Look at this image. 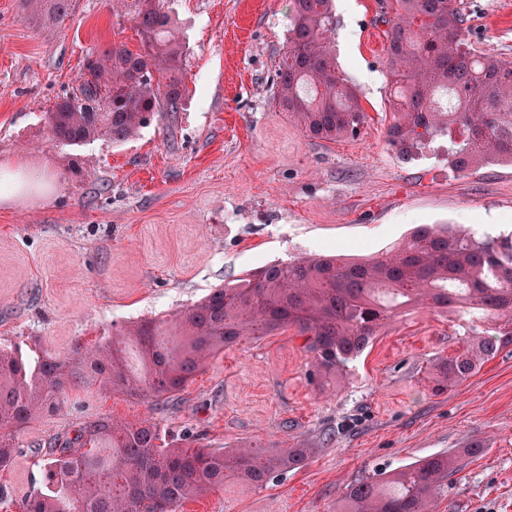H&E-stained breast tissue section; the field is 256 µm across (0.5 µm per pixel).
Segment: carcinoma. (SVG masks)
Returning <instances> with one entry per match:
<instances>
[{
    "label": "carcinoma",
    "instance_id": "obj_1",
    "mask_svg": "<svg viewBox=\"0 0 512 512\" xmlns=\"http://www.w3.org/2000/svg\"><path fill=\"white\" fill-rule=\"evenodd\" d=\"M25 2L48 21L68 10V0ZM137 2L139 49L114 41L85 58L81 80L49 113L53 140L123 142L146 114L180 111L186 89L174 20L160 0ZM335 18L334 0H291L277 70V106L314 139H353L366 122L331 46ZM378 21L396 108L389 143L407 155L447 136L448 165L458 171L487 159L512 161V60L472 51L461 0H381ZM418 307L458 312L481 328L463 352L433 364L437 390L461 384L512 345V234L476 237L449 224L421 225L398 248L362 260L336 253L264 263L168 321L132 325L125 336L139 353L134 371L108 337L66 355L0 349V471L13 464L17 436L72 391L112 388L164 405L224 348L285 329L304 337L316 374L339 375L388 322ZM312 454L182 448L165 442L151 420L99 418L48 441L44 485L22 500L21 512H182L228 480L263 487ZM458 470L448 452L375 473L350 487L343 512H432Z\"/></svg>",
    "mask_w": 512,
    "mask_h": 512
}]
</instances>
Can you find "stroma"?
<instances>
[{
	"instance_id": "1",
	"label": "stroma",
	"mask_w": 512,
	"mask_h": 512,
	"mask_svg": "<svg viewBox=\"0 0 512 512\" xmlns=\"http://www.w3.org/2000/svg\"><path fill=\"white\" fill-rule=\"evenodd\" d=\"M185 47L186 97L124 143L54 141L48 114L84 59L115 41L137 48L134 0H69L53 24L0 0V158L21 157L46 185L0 204V348L69 352L144 319H165L258 264L327 250L384 251L423 224L512 233V163L466 171L448 142L401 156L381 61L378 0H336L332 46L360 92L358 139H311L272 101L289 0H164ZM467 41L512 58V0H462ZM466 327L426 309L382 328L349 374L313 375L303 337L243 340L163 407L78 390L19 437L0 472L6 500L43 484L49 438L109 417L158 423L195 448H310L304 467L261 489L242 483L183 512H337L351 484L443 451L466 456L435 512H512V346L443 393L431 363L457 355Z\"/></svg>"
}]
</instances>
